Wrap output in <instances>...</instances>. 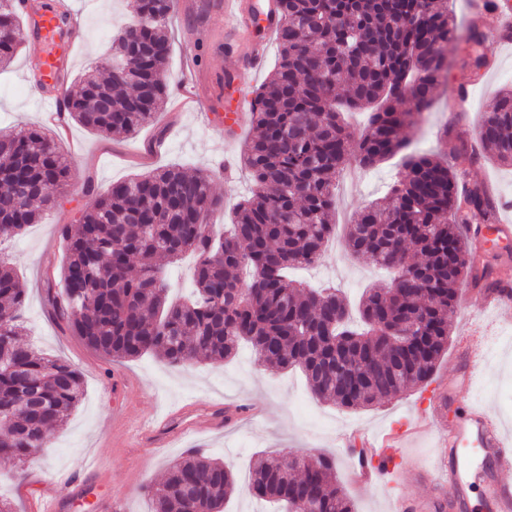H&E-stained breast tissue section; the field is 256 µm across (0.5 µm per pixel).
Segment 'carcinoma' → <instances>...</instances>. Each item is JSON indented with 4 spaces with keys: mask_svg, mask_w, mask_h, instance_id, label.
Returning <instances> with one entry per match:
<instances>
[{
    "mask_svg": "<svg viewBox=\"0 0 512 512\" xmlns=\"http://www.w3.org/2000/svg\"><path fill=\"white\" fill-rule=\"evenodd\" d=\"M14 0H0V31L21 30ZM278 63L254 91L255 132L243 161L254 190L224 237L207 216L224 206L205 171L157 169L110 185L61 230L66 258L47 279L44 303L64 334L113 359L154 354L172 366L223 361L247 343L275 370L298 368L312 395L366 409L426 386L448 351L459 288H494L496 272L471 257L467 227L498 223L499 201L435 154L407 151L405 123L429 110L450 67L468 56L464 90L489 67L472 18L460 33L445 0H279ZM171 0H134L133 22L106 58L64 96L70 120L102 135L130 136L168 96L165 32ZM20 43L0 42V67ZM403 104L412 111L401 112ZM367 110L360 136L336 107ZM402 154L403 174L381 199L345 225L356 259L395 270L360 302L365 329L352 327L334 288H310L288 269L321 258L335 231L334 188L351 161L372 167ZM471 161L512 166V89L477 126ZM71 167L42 127L0 129V243L40 217L37 200L67 185ZM197 257L194 298L170 303L157 265ZM25 295L0 256V458L23 463L46 446L81 401L69 362L21 340ZM236 481L224 463L191 450L148 485L151 512H223ZM253 497L290 512L314 500L320 512H354L336 482V461L286 452L251 473Z\"/></svg>",
    "mask_w": 512,
    "mask_h": 512,
    "instance_id": "1",
    "label": "carcinoma"
}]
</instances>
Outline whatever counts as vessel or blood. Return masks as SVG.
<instances>
[{"label": "vessel or blood", "mask_w": 512, "mask_h": 512, "mask_svg": "<svg viewBox=\"0 0 512 512\" xmlns=\"http://www.w3.org/2000/svg\"><path fill=\"white\" fill-rule=\"evenodd\" d=\"M15 6L26 17L22 28L24 39L42 41L52 36L62 43L61 51L38 60L42 85L54 90L53 106L47 119L53 125H62L64 77L74 64V50L82 40L85 17L75 9L66 13L45 9L33 19L29 16L27 0H16ZM215 8L230 19L236 34L246 38L249 67L260 68L269 39L280 23L277 0H217ZM251 107V101L241 99L235 112L221 116L204 106L200 115L205 123L221 121L229 131L239 134L243 131V117ZM499 279L497 292L485 295L484 308L497 310L512 302V269L501 272ZM471 385L470 356L463 350L457 357L452 378L439 385L429 398L433 422L448 426L444 439L445 455L421 473L431 492L426 497L401 492L392 499L391 512H464L471 489L476 484L482 487L489 512H512V481L500 475L501 468L512 462V438L504 434L489 406L473 405L455 415L450 412L458 393L470 390ZM248 413V408L241 405L231 412L220 405L200 412L194 405L187 404L140 428L136 444L166 448L186 436L236 424ZM429 425L413 420L401 432L382 430L364 435L360 447L351 451L350 478L353 483L377 485L382 479L379 463L390 461L396 455L404 435L428 431Z\"/></svg>", "instance_id": "obj_1"}]
</instances>
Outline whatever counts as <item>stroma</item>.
<instances>
[{"instance_id": "stroma-1", "label": "stroma", "mask_w": 512, "mask_h": 512, "mask_svg": "<svg viewBox=\"0 0 512 512\" xmlns=\"http://www.w3.org/2000/svg\"><path fill=\"white\" fill-rule=\"evenodd\" d=\"M69 2L86 10V36L75 50L67 78L72 84L110 52L113 33L130 22L132 13L131 0ZM167 30L172 44L165 72L169 84H177L184 77V43L192 41L199 55L195 92L220 112L265 82L278 58V48L273 45L262 70L252 73L238 69L234 34L214 12L211 0H195L194 10L185 16L170 15ZM45 50L43 43H24L14 60L0 68V128L44 124L45 104L32 91L30 64ZM481 51L492 66L471 85L469 110L454 112L448 107L461 81V68L455 63L436 103L404 129L411 151L434 152L445 127L474 137L489 104L504 86L512 84V43L488 38ZM231 69L237 76L229 85L225 77ZM242 146V140L227 141L223 131L203 124L196 108L177 106L172 98L153 123L131 137L108 138L69 123L68 136L59 147L70 160L71 180L43 210L37 224L0 246L26 293V341L36 350L73 364L83 380L79 406L66 425L50 433L45 448L22 466L0 460V495L10 499L16 512H31L33 503L43 497L61 500L62 512H99L98 506L105 499L119 502L123 512H149L144 487L160 481L167 465L184 455L186 448L136 447L129 430L115 425L113 418L122 413L137 426L189 401L200 409L213 403H244L264 409L257 422L243 421L189 442L190 447L204 449L233 472L236 490L225 506L226 512H258L262 503L249 491L250 471L264 456L282 450L335 458L337 480L355 512H386L388 504L380 491L348 481L351 459L346 448L340 447L339 438L355 429L403 426L412 406L422 404L424 389H410L367 409L345 410L315 399L300 372L266 369L246 345L226 361L181 368L167 366L152 355L115 361L88 349L78 337L62 334L45 312L43 288L48 268L61 266L65 258L58 229L74 223L77 212L92 204L97 191L168 165L209 170L214 191L224 199L223 209L208 218L214 232L219 233L231 223L234 209L251 189L240 161ZM222 162L233 169L234 179H226L219 170ZM451 162L469 180L492 183L497 197L512 203V166L503 167L487 159L473 164L462 154L452 157ZM401 170L399 157H391L363 171L355 187H337V214H355L383 197ZM293 276L315 287L335 286L353 305L364 288L385 283L388 278L369 261L351 259L341 246L326 251L319 265L296 270ZM467 337L477 349L474 386L459 394L457 404L462 407L473 401L489 405L499 420L512 428V308L481 310L479 293L470 292L467 302L458 308L448 351L434 372V381L453 375L456 354ZM440 453L438 433L411 440L405 454L415 467L399 470L395 484L420 495L429 494L416 469L433 462Z\"/></svg>"}]
</instances>
